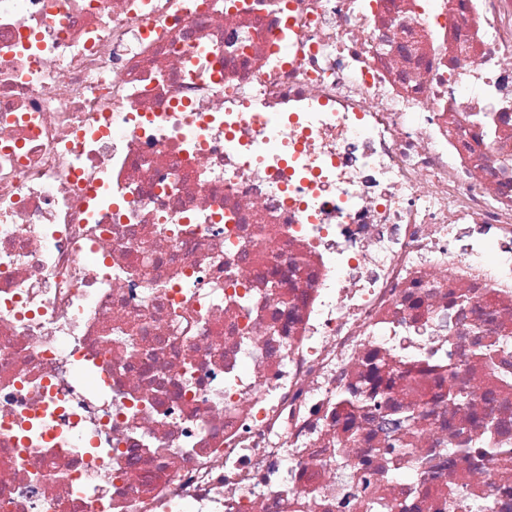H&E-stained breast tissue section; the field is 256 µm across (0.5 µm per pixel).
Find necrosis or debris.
Segmentation results:
<instances>
[{
    "mask_svg": "<svg viewBox=\"0 0 512 512\" xmlns=\"http://www.w3.org/2000/svg\"><path fill=\"white\" fill-rule=\"evenodd\" d=\"M512 0H0V512H512Z\"/></svg>",
    "mask_w": 512,
    "mask_h": 512,
    "instance_id": "4bbe7bcc",
    "label": "necrosis or debris"
}]
</instances>
